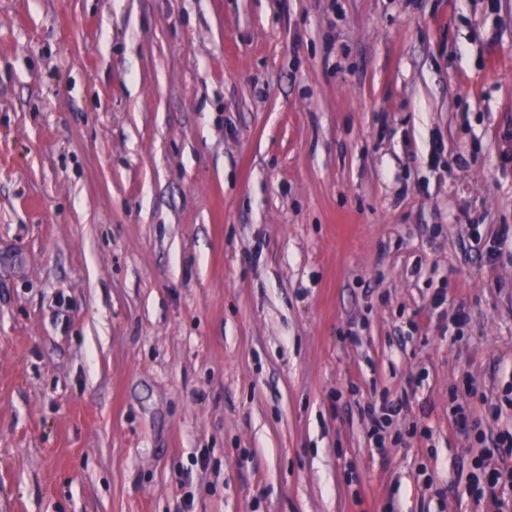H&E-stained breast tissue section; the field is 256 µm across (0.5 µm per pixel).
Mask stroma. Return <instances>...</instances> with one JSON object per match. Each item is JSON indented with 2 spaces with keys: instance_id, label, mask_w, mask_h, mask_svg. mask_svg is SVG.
<instances>
[{
  "instance_id": "1",
  "label": "stroma",
  "mask_w": 512,
  "mask_h": 512,
  "mask_svg": "<svg viewBox=\"0 0 512 512\" xmlns=\"http://www.w3.org/2000/svg\"><path fill=\"white\" fill-rule=\"evenodd\" d=\"M505 229L512 0H0V512H512ZM501 459L504 466H500L499 468H495L494 475L490 479H486L484 482H480L479 480L469 486L470 493L474 495L476 499L484 498L486 495L492 497L493 499L496 497V489L499 484L506 486L512 485V464L510 461V466L507 465L504 456L501 453Z\"/></svg>"
}]
</instances>
